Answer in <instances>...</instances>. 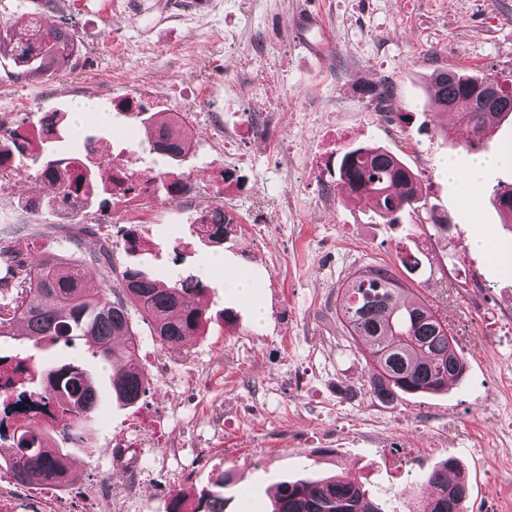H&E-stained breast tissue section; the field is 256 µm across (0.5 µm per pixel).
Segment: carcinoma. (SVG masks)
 <instances>
[{
  "mask_svg": "<svg viewBox=\"0 0 512 512\" xmlns=\"http://www.w3.org/2000/svg\"><path fill=\"white\" fill-rule=\"evenodd\" d=\"M10 55L21 75L59 71L78 53L75 33L67 19L50 27L27 25L0 31V54ZM489 79L466 69L448 68L431 75L429 107L449 111L460 124L479 135L492 117L512 114V88L499 98V111L489 113L479 97V88ZM147 121V141L171 137L162 113ZM339 182L352 200L372 201L376 216L388 224L425 207L416 175L383 146H360L344 151L339 164ZM495 207L503 223L512 227V189L498 192ZM98 258L72 261L47 254L36 264L19 262L0 276V337L13 336L16 324L25 327L23 338L74 344L82 341L91 355L112 364V396L134 405L146 394L148 380L139 365L140 341L133 328L128 302L150 321L151 334L163 346L184 342L205 327L208 318L197 303L202 280L188 276L170 286L160 284L136 268L123 271L117 284L91 292L86 283L93 277ZM409 288L388 267L371 266L345 282L337 309L350 336L364 342L371 362L368 392L382 404H391L403 394L437 393L448 387V377L458 379L464 356L434 308L408 299ZM32 372L40 389L61 407L65 439L82 445L89 439L98 407L99 391L93 376L82 365L34 361L17 357ZM9 411L0 417V474L28 483L53 482L67 472L68 449L55 443L50 430L18 424L7 434ZM432 488L430 512H464L469 486L451 459L426 473ZM221 490L202 492L193 512H224ZM271 512H384L368 499L357 480L334 475L301 477L276 486Z\"/></svg>",
  "mask_w": 512,
  "mask_h": 512,
  "instance_id": "1",
  "label": "carcinoma"
}]
</instances>
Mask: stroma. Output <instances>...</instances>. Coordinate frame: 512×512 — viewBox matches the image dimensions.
Wrapping results in <instances>:
<instances>
[{
  "label": "stroma",
  "instance_id": "obj_1",
  "mask_svg": "<svg viewBox=\"0 0 512 512\" xmlns=\"http://www.w3.org/2000/svg\"><path fill=\"white\" fill-rule=\"evenodd\" d=\"M304 9L327 28L323 59L299 46ZM63 17L76 61L49 78L21 76L0 55V114L61 112L67 132L47 146L51 156L93 135L139 166L192 167L198 204L223 203L237 224L212 242L161 196L137 227L152 245L135 250L122 213H79L68 235L48 233L54 211L19 200L51 196V187L31 176L0 182V227L29 226L28 261L105 248L93 287L115 284L129 267L166 284L191 274L206 286L198 301L208 324L182 345H161L135 317L149 390L134 406L113 401L110 367L85 346L50 348L51 358L88 368L99 387L90 444L68 462L73 496L108 484L98 512H121L128 500L138 512H169L173 491L196 495L223 480L224 512H243L247 502H270L282 480L336 474L358 479L385 512H425L424 475L450 458L470 487L465 512H512V228L492 203L512 187V116L495 120L479 145L497 165L472 170L468 130L453 113L428 109L426 85L450 67L512 79V0H0V29ZM384 83L393 95L379 105L366 90ZM141 89L159 105L181 103L192 116L187 136L223 150L225 165L247 157L239 192H211L209 155L155 156L140 122L107 113L114 97ZM85 98L100 110L80 118L72 105ZM259 102L272 107L268 123L247 131ZM364 144L403 159L426 209L386 224L370 201L347 200L339 160ZM446 157L456 158L460 179L442 175ZM408 252L421 255L412 297L447 321L466 369L441 394L384 406L367 391L363 346L336 307L346 279L367 266L401 271ZM217 255L225 271L213 268ZM228 272L251 276L253 296L225 288Z\"/></svg>",
  "mask_w": 512,
  "mask_h": 512
}]
</instances>
